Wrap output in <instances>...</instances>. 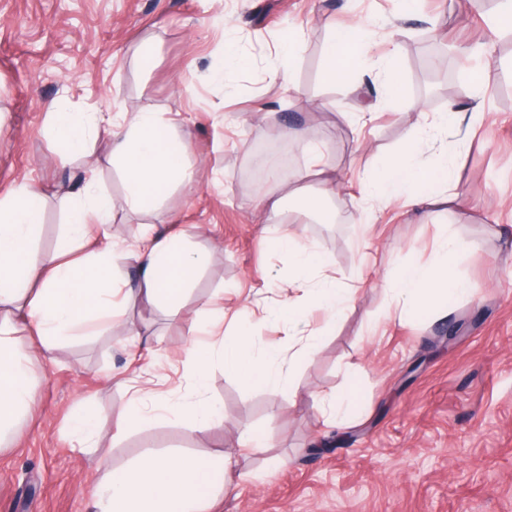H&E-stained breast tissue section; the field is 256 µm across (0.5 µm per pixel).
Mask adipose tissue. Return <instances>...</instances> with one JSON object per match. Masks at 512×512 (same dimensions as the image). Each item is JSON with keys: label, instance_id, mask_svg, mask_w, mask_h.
I'll use <instances>...</instances> for the list:
<instances>
[{"label": "adipose tissue", "instance_id": "adipose-tissue-1", "mask_svg": "<svg viewBox=\"0 0 512 512\" xmlns=\"http://www.w3.org/2000/svg\"><path fill=\"white\" fill-rule=\"evenodd\" d=\"M374 28L350 24L333 28L323 49V75L336 82L340 72L353 62L369 57ZM482 123V113L464 114L456 105L446 111L419 114L404 136L403 148L373 169L363 183L364 199L381 205L408 202L429 209L454 199L453 194L434 192V185L450 182L447 155L424 163L418 155L425 138L461 124ZM53 136L69 152L85 154L90 142H105L109 156L117 164L127 186L124 204L129 210H149L161 190L171 182L192 184L194 173L186 158L189 140L180 135L164 113L144 109L133 114L107 117L95 112L82 115L55 111ZM303 147L304 177L318 180V198L304 210L311 222L323 224L329 216L320 210L319 198L334 195L338 177L319 147L304 130L287 132ZM43 191L37 184L16 182L7 197L0 199V447H7L15 435L34 391L29 367L15 350L16 324H23L37 341L38 352L50 358L58 339L86 330L103 333L136 294L152 302L178 307L195 275L210 258L205 249L191 246L185 238L154 230L144 231L125 252L110 241L95 251L86 249L89 225L107 224L112 219V199L99 193L94 181L65 198L68 226L53 250L33 249L38 224L42 222ZM272 250L288 256L287 283L302 293L301 299H282L273 309H259L257 323L272 317L287 323L294 335L304 340V354H312L320 341V331L310 329L308 308L322 309L328 324H336L351 306L355 291L342 287L328 275L326 253L306 242L294 231L282 230L269 238ZM460 242L448 235L438 244L432 263L411 262L402 266L389 283L390 306L400 316L413 318L440 311L443 304L476 293L475 284L461 278L452 258ZM134 259L138 281L130 283L123 268L125 259ZM255 327L244 329L228 340L210 344L189 341L182 349L184 363L192 372L197 388H204L212 363H220L226 374L250 386L279 388L288 377L278 369L277 349H258ZM167 415L206 431L215 426L217 412L203 396L191 400H162L149 388L136 389L127 413L128 420L147 422ZM235 474L232 458L199 457L192 454L165 456L145 449L133 463L108 472L91 493L95 512H199L200 503L215 492L232 488Z\"/></svg>", "mask_w": 512, "mask_h": 512}]
</instances>
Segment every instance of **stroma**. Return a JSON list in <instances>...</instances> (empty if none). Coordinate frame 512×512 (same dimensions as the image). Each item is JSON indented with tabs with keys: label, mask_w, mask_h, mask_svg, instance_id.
<instances>
[{
	"label": "stroma",
	"mask_w": 512,
	"mask_h": 512,
	"mask_svg": "<svg viewBox=\"0 0 512 512\" xmlns=\"http://www.w3.org/2000/svg\"><path fill=\"white\" fill-rule=\"evenodd\" d=\"M495 0H0V196L20 180L39 184L44 219L34 247L55 246L65 229L61 188L87 170L116 208L107 231L128 244L142 223L190 235L210 262L179 313L129 302L110 333L63 341L42 363L24 330L17 347L31 356L38 392L13 447L0 451V512H90L89 492L107 470L147 447L237 457L247 476L235 480L215 512H512V46L492 32ZM233 31H225V17ZM377 25L375 54L397 48L400 99L382 106L380 90L358 65L357 92L324 80L323 47L331 24ZM305 34L293 71L296 91L269 83L279 36ZM457 49V90L433 93L417 45L425 35ZM249 58L223 84L206 75L224 57L226 39ZM149 44L153 64L139 63ZM492 77L475 93L472 72ZM335 102L325 110V102ZM480 108L477 134L449 129L423 147V159L453 158L460 206L409 213L402 205L369 207L365 172L395 152L417 111L449 103ZM118 114L152 108L189 135L193 187L162 190L150 212L123 207L117 166L96 145L64 154L51 137L53 108ZM306 128L321 144L340 183L326 204L331 220L297 224L326 251L332 274L357 287L354 305L315 354L292 367L288 391L243 385L221 365L208 371L205 396L221 412L208 431L165 418L121 426L130 404L127 381L151 380L157 394H194L183 364L189 338L210 343L247 326L246 307L284 297L286 256L266 240L279 223L254 203L264 184L252 175L259 144L290 152L302 169L301 145L282 129ZM461 241L454 264L480 294L459 297L445 317L399 320L381 287L396 266L431 262L447 233ZM224 294V321L198 313L201 299ZM450 336L449 346L438 339ZM354 385L359 407L344 428L327 425L317 397ZM102 410L99 447L83 453L68 433L76 406ZM266 446L245 453L249 433ZM257 480H249V473Z\"/></svg>",
	"instance_id": "stroma-1"
}]
</instances>
